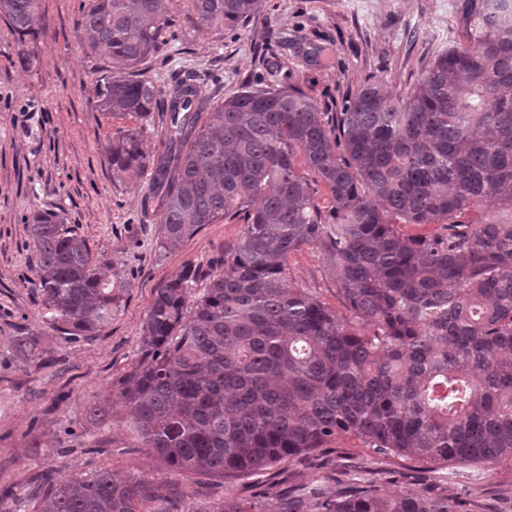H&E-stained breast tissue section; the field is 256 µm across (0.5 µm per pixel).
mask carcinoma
<instances>
[{"label": "carcinoma", "mask_w": 512, "mask_h": 512, "mask_svg": "<svg viewBox=\"0 0 512 512\" xmlns=\"http://www.w3.org/2000/svg\"><path fill=\"white\" fill-rule=\"evenodd\" d=\"M222 28L261 0H192ZM462 40L403 94L364 82L323 122L297 89L248 88L211 108L187 75L165 90L138 66L158 46L167 0H88L80 42L105 58L92 88L101 112L148 119L163 138L118 131L112 174L153 170L141 217L157 245L176 248L205 225L243 215L224 271L188 265L156 289L141 330L143 357L113 397L88 406L101 420L119 404L139 447L178 474L226 484L317 459L352 436L382 458L440 467L512 462V0H461ZM20 37L41 23L39 0H0ZM302 156L331 198L316 204ZM439 224L430 236L399 224ZM33 293L52 328L95 336L112 320L117 286L64 218L28 222ZM319 248L347 314L287 283L288 255ZM207 279L203 291L197 283ZM17 355L46 365L36 336ZM45 512H144L163 486L107 470L35 477ZM389 471L359 468L336 495L295 488L278 512H469L446 495L391 492ZM214 512H254L224 500Z\"/></svg>", "instance_id": "1"}]
</instances>
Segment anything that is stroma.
<instances>
[{
    "instance_id": "1",
    "label": "stroma",
    "mask_w": 512,
    "mask_h": 512,
    "mask_svg": "<svg viewBox=\"0 0 512 512\" xmlns=\"http://www.w3.org/2000/svg\"><path fill=\"white\" fill-rule=\"evenodd\" d=\"M454 0H263L257 16L233 27L207 26L191 0H169L168 24L143 67L166 87L194 74L212 105L247 87H290L314 100L324 121L370 78L397 91L412 87L459 20ZM82 0H40L43 23L30 47L31 67L18 61L20 38L0 16V512H37L33 477L53 469L76 476L108 469L165 485L167 497L150 512H209L226 495L266 489L259 512H274L276 492L297 487L336 491L345 465L388 468L393 491L439 490L469 503L471 512H512V465L457 466L433 485L412 476L404 459L382 460L351 436L339 438L324 464L290 463L239 480L199 486L172 474L140 448L126 415L115 410L91 423L88 402L111 397L141 356L140 333L156 289L190 263L219 271L224 252L242 235V218L204 226L182 246L162 252L155 226L143 222L141 200L152 177H117L105 147L137 116L97 111L90 89L103 69L79 42ZM64 216L84 237L94 260L122 288L111 322L99 335L76 340L53 331L30 283L36 257L26 220L34 211ZM288 283L337 312L345 305L320 249L305 246L287 260ZM43 337L53 361L24 364L14 342Z\"/></svg>"
}]
</instances>
